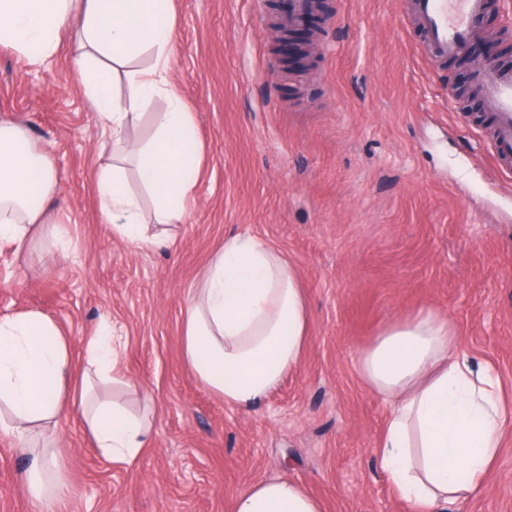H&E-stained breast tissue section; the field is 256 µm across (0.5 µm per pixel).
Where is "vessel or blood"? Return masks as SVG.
<instances>
[{
	"label": "vessel or blood",
	"mask_w": 512,
	"mask_h": 512,
	"mask_svg": "<svg viewBox=\"0 0 512 512\" xmlns=\"http://www.w3.org/2000/svg\"><path fill=\"white\" fill-rule=\"evenodd\" d=\"M411 27L421 31V48L438 65L459 55L482 36L480 21L488 0H401ZM473 90L492 116L491 153L503 168L512 167V69L488 62L473 79Z\"/></svg>",
	"instance_id": "1"
}]
</instances>
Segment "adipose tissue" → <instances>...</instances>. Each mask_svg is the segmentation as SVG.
Returning <instances> with one entry per match:
<instances>
[{
	"mask_svg": "<svg viewBox=\"0 0 512 512\" xmlns=\"http://www.w3.org/2000/svg\"><path fill=\"white\" fill-rule=\"evenodd\" d=\"M75 26V63L86 95L121 151L99 170L94 190L114 238L164 246L165 226L180 220L199 176L201 144L171 80L176 26L174 0H0V44L32 65L58 51L64 28ZM151 53L140 68L136 59ZM126 80L115 105L117 77ZM164 95L148 144L124 140L140 121L143 103ZM136 177L153 200L156 233L140 219L141 200L127 189ZM57 177L49 150H35L19 127L0 124V240L16 254L46 237L45 222ZM185 365L225 405L250 410L295 370L311 340L307 299L294 269L251 236L225 240L182 311ZM111 333L86 344L93 374L120 383ZM448 319L432 310L389 322L358 358L365 382L385 396L392 412L375 453L394 491L413 512H446L482 486L512 423L490 370L475 368L456 351ZM70 341L38 311L0 317V430L42 455L26 477L33 497L52 505L66 494L60 468L46 460L49 430L64 413L80 412L102 454L133 463L152 440L149 413L135 414L116 400L75 396ZM232 512H323L299 482L267 477L249 484Z\"/></svg>",
	"mask_w": 512,
	"mask_h": 512,
	"instance_id": "adipose-tissue-1",
	"label": "adipose tissue"
}]
</instances>
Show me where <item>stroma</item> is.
<instances>
[{"mask_svg": "<svg viewBox=\"0 0 512 512\" xmlns=\"http://www.w3.org/2000/svg\"><path fill=\"white\" fill-rule=\"evenodd\" d=\"M307 68L276 63L267 0H174L171 79L205 157L169 247L112 236L92 190L112 137L86 96L70 35L30 67L0 45V124L49 147L58 187L47 221L65 231L20 257L0 241V316L37 310L69 337L77 371L104 324L154 442L134 465L106 459L63 415L56 455L68 484L54 512H232L251 482L301 483L323 512H411L374 452L387 402L358 356L394 319L431 309L512 399V175L494 167L491 128L464 117L453 85L475 66H430L399 0H328ZM278 250L306 292L312 339L301 365L256 409H231L182 360V308L226 239ZM31 457L0 433V512H40ZM458 512H512V430L482 491Z\"/></svg>", "mask_w": 512, "mask_h": 512, "instance_id": "obj_1", "label": "stroma"}]
</instances>
